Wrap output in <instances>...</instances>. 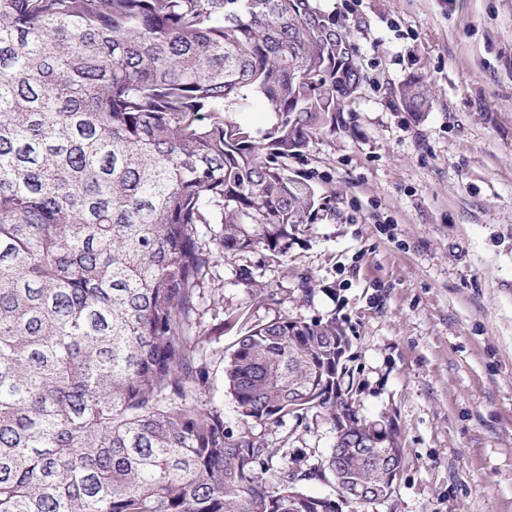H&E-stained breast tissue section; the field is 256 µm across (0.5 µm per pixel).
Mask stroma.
Here are the masks:
<instances>
[{"label": "stroma", "mask_w": 512, "mask_h": 512, "mask_svg": "<svg viewBox=\"0 0 512 512\" xmlns=\"http://www.w3.org/2000/svg\"><path fill=\"white\" fill-rule=\"evenodd\" d=\"M350 27L365 75L348 131L289 159L333 209L284 257L219 259L201 290L207 375L195 396L232 434L263 435L273 467L319 465L335 441L321 410L277 427L242 422L224 386L238 329L288 316L336 319L350 346L342 392L403 451L394 495L343 512H512V0H321ZM422 74L414 121L394 86ZM249 270L263 289L239 285Z\"/></svg>", "instance_id": "1"}]
</instances>
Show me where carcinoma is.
Wrapping results in <instances>:
<instances>
[{
	"label": "carcinoma",
	"instance_id": "carcinoma-1",
	"mask_svg": "<svg viewBox=\"0 0 512 512\" xmlns=\"http://www.w3.org/2000/svg\"><path fill=\"white\" fill-rule=\"evenodd\" d=\"M363 81L318 0H0V512H336L298 482L381 485L333 320L240 313L224 364L244 422L351 421L312 471L274 469L281 449L194 396L201 286L325 210L286 161L348 129ZM393 94L431 109L421 75ZM313 379L321 399L288 412Z\"/></svg>",
	"mask_w": 512,
	"mask_h": 512
}]
</instances>
